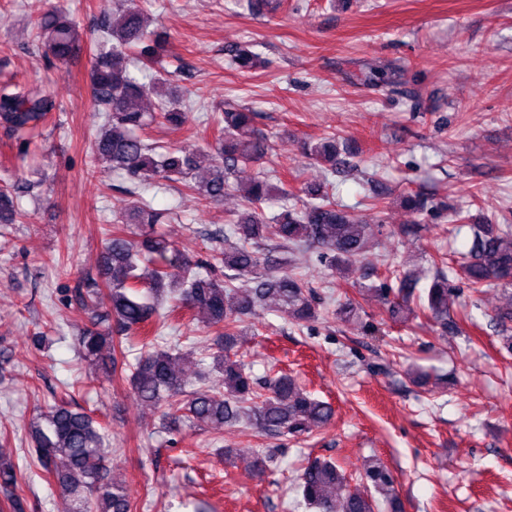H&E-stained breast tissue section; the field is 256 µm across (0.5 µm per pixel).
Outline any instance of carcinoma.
Listing matches in <instances>:
<instances>
[{
	"label": "carcinoma",
	"mask_w": 512,
	"mask_h": 512,
	"mask_svg": "<svg viewBox=\"0 0 512 512\" xmlns=\"http://www.w3.org/2000/svg\"><path fill=\"white\" fill-rule=\"evenodd\" d=\"M151 25L137 0H124L102 25L89 71L96 111L104 114L94 142L96 159L130 180L177 181L190 193L221 203L238 166L260 160L269 144L254 128V113L224 110L214 118L217 136L210 154L212 172L209 178L198 180L193 177L195 153L172 147L159 152L145 143L142 132L151 124L180 127L189 120L183 102L165 91L168 74L145 73L159 62L167 45L165 36ZM32 45L65 65L83 54L78 23L60 0L37 16ZM227 55L239 70L249 71L260 64L247 47H231ZM149 95L158 98L154 111L138 106ZM54 107L40 87L15 84L0 89V125L26 144L40 135ZM303 150L333 169L341 163L334 141L306 143ZM306 195L309 201L288 206L290 193L282 178L275 184L267 176L254 178L245 196L248 207L229 222L236 243L205 261L183 255L157 230L165 213L142 198L134 201L117 218L120 228L103 244L100 279L77 289L79 301L102 306L79 334L81 357L96 363L104 351H111L112 377L127 383L140 401L164 407L190 427L206 426L218 433L226 424L245 422L261 437L298 440L329 426L334 418L330 403L314 397L283 372L260 384L242 360L231 357L251 335L250 318L270 302L297 325L319 319L320 304L303 275L295 271L292 255L296 250L318 247L331 269L341 272L373 248V228L351 216L322 186L306 189ZM20 197V184L0 187V224H13L22 214ZM274 197L285 205L280 213L267 217L262 205ZM403 202L417 214L428 210L429 199L419 192L405 195ZM471 229L472 246L458 266L448 265L444 256L432 258L436 272L429 284L422 286L420 279L390 267L385 281L366 291L389 302L396 321L408 322L421 312L445 327L455 298L451 281L461 279L476 292L499 287L509 292L512 227L473 224ZM266 240L276 241L277 253L259 251ZM392 278L394 287L388 283ZM236 281L240 285H234ZM165 298L175 301L174 308L217 329L211 353L215 375L199 374L201 386L188 396L176 365L191 353L159 349L149 336L153 320L169 316L159 311ZM360 310L358 301L347 298L338 303L333 315L342 322H358ZM495 325L502 348L512 352V306L496 315ZM127 335L140 336L146 348L133 363L125 360L122 341L116 340ZM28 432L43 477L71 499L72 512H133L125 486L106 476L108 434L92 415L55 404L32 419ZM272 463V453L260 448L253 452L250 467L262 475ZM360 480L362 487L353 488L335 462L314 458L301 469L295 490L300 503L314 512H380L384 507L388 512H402L394 477L384 462L374 457L365 460ZM17 488V466L0 453L1 508L24 512Z\"/></svg>",
	"instance_id": "carcinoma-1"
}]
</instances>
